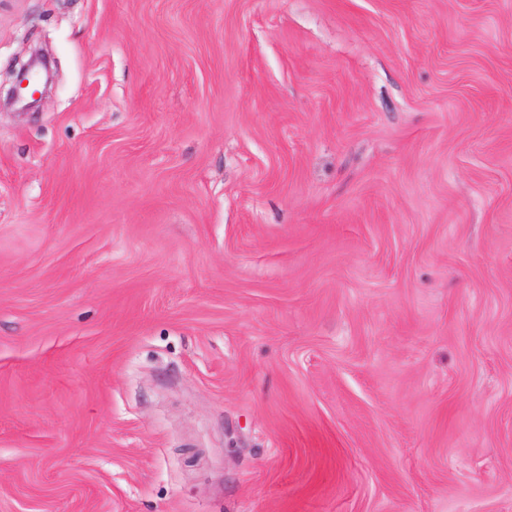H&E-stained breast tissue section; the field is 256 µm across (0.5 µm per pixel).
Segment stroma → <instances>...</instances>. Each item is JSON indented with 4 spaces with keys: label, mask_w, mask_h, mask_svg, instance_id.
Instances as JSON below:
<instances>
[{
    "label": "stroma",
    "mask_w": 512,
    "mask_h": 512,
    "mask_svg": "<svg viewBox=\"0 0 512 512\" xmlns=\"http://www.w3.org/2000/svg\"><path fill=\"white\" fill-rule=\"evenodd\" d=\"M0 512H512V0H0ZM12 72L13 81L7 93L9 104L18 105L22 111L38 109L53 81L50 59L45 53L35 51L28 60L17 61ZM41 72L44 75L42 91L35 90L30 96H26L24 92L30 86L32 76ZM23 82H26V86H23Z\"/></svg>",
    "instance_id": "stroma-1"
}]
</instances>
